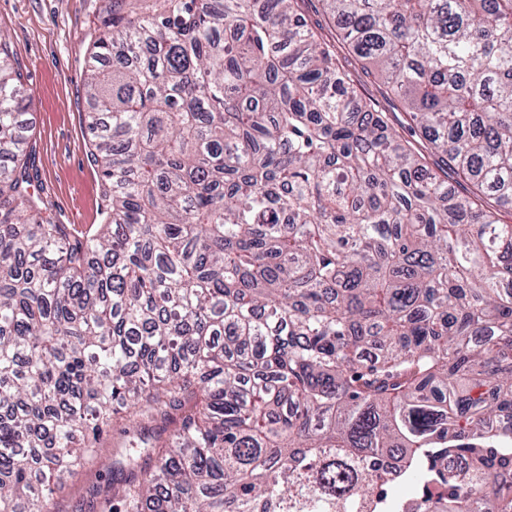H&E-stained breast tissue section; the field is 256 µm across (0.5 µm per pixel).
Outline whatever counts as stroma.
Returning a JSON list of instances; mask_svg holds the SVG:
<instances>
[{"label":"stroma","instance_id":"35a3bbf8","mask_svg":"<svg viewBox=\"0 0 512 512\" xmlns=\"http://www.w3.org/2000/svg\"><path fill=\"white\" fill-rule=\"evenodd\" d=\"M163 6V0H0V34L13 51L11 64L21 76V90L32 102L27 124L38 151L39 194L53 222L85 228L101 223L105 208L86 121L93 43L114 24L159 14ZM302 12L326 41L334 43L337 58L360 93L380 111L393 113L400 126H407L392 95L371 82L362 63L337 41L321 0H304ZM119 439L117 430L104 434L100 465L71 478L53 512H78L105 464L111 463V450Z\"/></svg>","mask_w":512,"mask_h":512}]
</instances>
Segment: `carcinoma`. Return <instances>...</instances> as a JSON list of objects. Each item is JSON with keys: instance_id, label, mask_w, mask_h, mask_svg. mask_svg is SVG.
Masks as SVG:
<instances>
[{"instance_id": "obj_1", "label": "carcinoma", "mask_w": 512, "mask_h": 512, "mask_svg": "<svg viewBox=\"0 0 512 512\" xmlns=\"http://www.w3.org/2000/svg\"><path fill=\"white\" fill-rule=\"evenodd\" d=\"M89 69L98 229L41 216L0 39V512H512V0H164ZM453 173L464 191L448 183ZM301 8L306 21L316 28L326 41L331 42L335 46L336 57L345 70L348 71L355 84H357L359 92L363 93L367 98H371L376 103V108L381 112H395L393 115L397 123L402 126L401 132L409 137L405 129L408 125V120L403 113L404 111L397 107L391 94L385 92L384 89L366 77L362 63L351 54L344 43L336 39V32L324 13L321 0H305ZM120 440V435L117 429H112L111 426L108 429V432L103 436V448H106V450L100 463L89 471H80L75 477L68 481V486L65 491L60 494L59 499H56L52 506L53 512H77L79 510L77 507L78 504L81 503L82 499H86L89 489L100 481L99 474L102 473L104 476L106 473L102 463L111 464L112 448Z\"/></svg>"}]
</instances>
